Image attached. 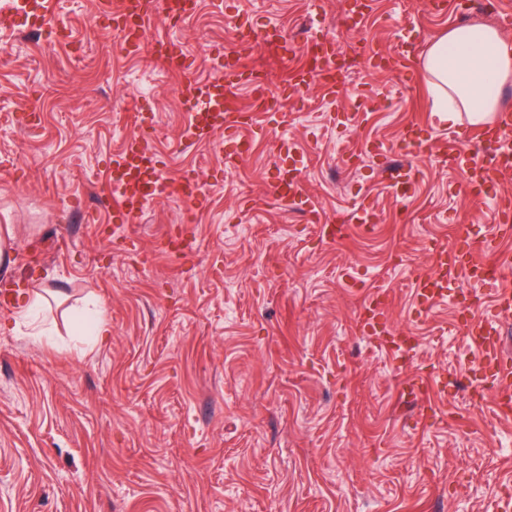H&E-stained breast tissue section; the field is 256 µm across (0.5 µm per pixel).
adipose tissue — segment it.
Wrapping results in <instances>:
<instances>
[{"instance_id":"obj_1","label":"adipose tissue","mask_w":512,"mask_h":512,"mask_svg":"<svg viewBox=\"0 0 512 512\" xmlns=\"http://www.w3.org/2000/svg\"><path fill=\"white\" fill-rule=\"evenodd\" d=\"M422 66L431 77V109L455 123L491 122L502 108L501 89L512 79V42L487 25L457 26L434 41Z\"/></svg>"}]
</instances>
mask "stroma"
<instances>
[{
  "mask_svg": "<svg viewBox=\"0 0 512 512\" xmlns=\"http://www.w3.org/2000/svg\"><path fill=\"white\" fill-rule=\"evenodd\" d=\"M98 0H56L72 45L0 24V232L10 256L0 281L39 298L49 333L36 335L17 305L0 307V512H496L512 489V420L491 414L492 394L459 319L460 285L421 314L413 281L432 249L458 229L492 238L494 200L472 199L440 152L468 119L441 124L428 110L420 61L459 25L408 0H374L359 27L343 0H200L171 28L217 77L218 47L237 46L278 87L288 70L262 36L236 44L229 9L333 38L352 60L335 104L303 92L288 130L268 122L252 154L224 166L215 144L186 148L180 80L149 54H119V37L88 36ZM408 45L414 69L366 68L371 48ZM37 107L39 127L19 122ZM347 125L327 123L331 111ZM150 112L151 143L167 174L195 171L210 199L186 224L177 200L151 204L110 233L104 167ZM421 122L430 155L406 154L400 133ZM305 157L304 185L320 224H349L363 196L376 233L329 243L320 224L275 201L276 142ZM415 169L396 198L371 148ZM383 291L389 324L416 350L392 356L356 324ZM101 304L107 341L75 335L74 315ZM437 379L448 413L422 428L405 388L412 373Z\"/></svg>",
  "mask_w": 512,
  "mask_h": 512,
  "instance_id": "1",
  "label": "stroma"
}]
</instances>
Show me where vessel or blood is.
<instances>
[{
  "label": "vessel or blood",
  "mask_w": 512,
  "mask_h": 512,
  "mask_svg": "<svg viewBox=\"0 0 512 512\" xmlns=\"http://www.w3.org/2000/svg\"><path fill=\"white\" fill-rule=\"evenodd\" d=\"M11 11L20 23L39 30L47 17L53 15L55 3L54 0H13ZM155 18L156 0H99L87 28L92 33L106 27L119 30L123 36L119 53L137 55L149 51L168 72L180 76L185 105H199L204 109L202 117L191 118L185 127L183 144L211 142L216 136H223L226 167L237 166L251 152L254 137L262 129V118L272 106L280 108V128L292 124V113L283 111L281 104L299 87L316 88L321 97L330 102L340 94L343 73L336 64V44L325 35L312 34L306 42L307 52L321 61L317 69L311 70L295 64V43L288 38L282 24L265 28V40L277 43L283 60L293 64L291 82L274 94L257 79L242 54L232 50L216 52L222 67L221 78L197 81L192 76L191 56L181 42L160 30ZM240 87L247 88L251 95L250 109H243L231 100L234 90ZM464 139L489 147L487 158L482 160L463 154L460 142ZM442 157L449 166L462 171L473 196H482L486 187L497 184L502 176L512 172V111L501 112L495 125L472 127L466 130L463 139H449ZM164 167L163 159L152 149L150 138L143 131L128 137L122 150L109 157L106 168L111 189L106 204L112 211L114 227L135 223L147 205L160 197L181 201L191 213L207 205L209 193L194 172L168 177ZM271 194L282 204L303 211L311 222H319L320 216L304 188L300 167L280 170L271 184ZM493 219L499 257L495 273L486 270L485 245L460 240L452 247L435 252L436 270L416 278L415 295L427 312L447 298L448 287L457 278H466L486 288L489 305L471 310L464 329L470 346L478 355L480 367L489 371L494 383V413L508 420L512 418V357L505 353L504 340L495 320L500 314L512 311V196H498ZM357 323L370 334L386 327L388 304L381 293H374L365 300Z\"/></svg>",
  "instance_id": "1"
}]
</instances>
